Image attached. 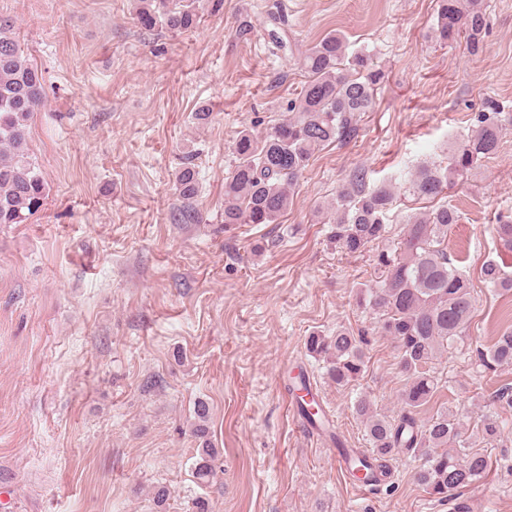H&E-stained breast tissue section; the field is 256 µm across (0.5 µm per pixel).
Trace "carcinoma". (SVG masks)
Masks as SVG:
<instances>
[{"label":"carcinoma","mask_w":512,"mask_h":512,"mask_svg":"<svg viewBox=\"0 0 512 512\" xmlns=\"http://www.w3.org/2000/svg\"><path fill=\"white\" fill-rule=\"evenodd\" d=\"M140 26L164 23L173 33L196 28L200 15L195 0H138ZM13 21L0 17V224H23L37 213L47 197L40 170L28 159L29 120L42 102V76L22 57L13 36ZM487 18L477 0H437L435 37L444 42L464 39L470 54L483 46ZM307 81L290 103L292 116L258 135L238 132L235 164L224 178V224H276L287 212L290 195L313 154L335 141L351 138L362 114L375 105L383 72L371 65L362 51L348 52L342 35L329 34L301 56ZM501 129L484 117L479 129L457 149L446 167L424 164L404 183V192L435 199L445 193L452 178L461 176L500 148ZM181 201L192 204L199 193L198 171L188 161L174 174ZM396 199L394 187L370 182L363 169L353 170L329 206L330 238L347 255L388 241L385 219ZM459 213L445 204L414 214L405 222L397 246L377 251L379 281L356 293L357 304L375 315L377 328L390 337L398 351V366L405 377L400 393L402 412L395 418L378 413L360 397L353 411L362 419L371 452L377 461L419 454L423 464L416 480L428 494L446 500L486 472L488 461L462 436V423L443 408L426 422L416 419L419 408L433 398L440 379L429 363L462 338L475 309L470 280L452 265L445 243L448 231L459 223ZM483 281L493 288L512 289V277L490 261L482 266ZM311 356L326 363L327 377L348 386L364 371V351L353 332L339 327L331 336L311 334L306 339ZM488 369L512 365V331L498 337L480 353ZM483 438L501 435L498 416L481 419ZM216 449H196L195 473L201 482L214 477ZM360 483H381L366 460L351 468Z\"/></svg>","instance_id":"carcinoma-1"}]
</instances>
